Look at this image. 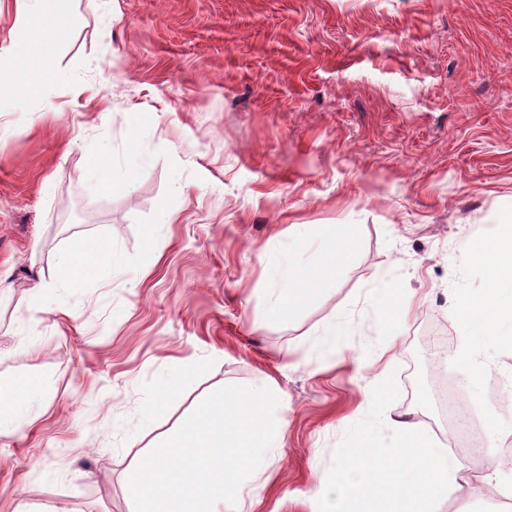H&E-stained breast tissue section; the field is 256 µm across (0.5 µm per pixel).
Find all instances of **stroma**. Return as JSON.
<instances>
[{
  "instance_id": "1",
  "label": "stroma",
  "mask_w": 512,
  "mask_h": 512,
  "mask_svg": "<svg viewBox=\"0 0 512 512\" xmlns=\"http://www.w3.org/2000/svg\"><path fill=\"white\" fill-rule=\"evenodd\" d=\"M60 6L51 111L0 98V383L47 394L0 438V512H128L125 474L157 433L267 378L288 430L250 512H311L377 421L378 375L391 414L427 428L444 376L484 443L512 441V352L485 343L473 379L450 314L486 286L466 242L512 211V0H48L43 23ZM103 159L121 183L107 193L89 179ZM292 224L302 263L327 226L353 225L355 245L270 321L263 268ZM81 236L122 255L114 279L59 284L55 257ZM382 281L415 294L406 316L367 303ZM337 319L347 334L322 356ZM188 363L167 422L143 428L160 376Z\"/></svg>"
}]
</instances>
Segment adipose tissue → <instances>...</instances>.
<instances>
[{
    "label": "adipose tissue",
    "instance_id": "1",
    "mask_svg": "<svg viewBox=\"0 0 512 512\" xmlns=\"http://www.w3.org/2000/svg\"><path fill=\"white\" fill-rule=\"evenodd\" d=\"M43 0H14V29L11 45L14 59L24 60L34 68H44L51 56L55 31H47L41 47H34L28 30L41 13ZM354 240L349 228L328 240L324 268L301 266L295 247L271 258L264 270L272 296L265 314L273 320L288 319L304 300L323 270L335 269ZM466 249L485 277L483 293H458L451 307L454 319L470 340L460 353V362L475 376L485 372L478 363L477 336H495L512 347V217L494 225L485 236L469 241ZM122 265L119 254L104 247L100 240L79 237L60 253L55 266L59 282L74 278L109 281ZM40 391L19 382L12 386L8 399H0V437L19 431L35 421L33 406ZM386 431V445H375L372 427H363L355 440L348 461L336 470L332 502H325L322 491H315L313 512H434L437 501L450 485L467 478L469 461L448 459L435 442L414 423L399 415L379 416Z\"/></svg>",
    "mask_w": 512,
    "mask_h": 512
}]
</instances>
